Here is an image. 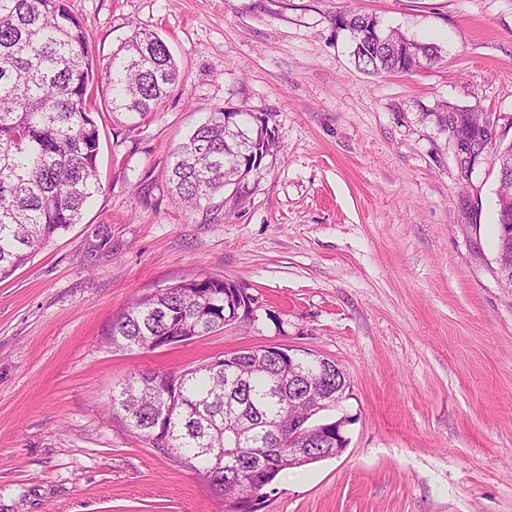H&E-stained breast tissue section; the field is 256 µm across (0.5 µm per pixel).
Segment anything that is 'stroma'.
Returning a JSON list of instances; mask_svg holds the SVG:
<instances>
[{
    "label": "stroma",
    "mask_w": 512,
    "mask_h": 512,
    "mask_svg": "<svg viewBox=\"0 0 512 512\" xmlns=\"http://www.w3.org/2000/svg\"><path fill=\"white\" fill-rule=\"evenodd\" d=\"M107 61L157 35L180 81L147 117L97 102L100 192L0 280V512H220L206 481L113 416L134 373L245 347L334 360L344 452L282 472L258 512H512V288L496 274L495 156L512 144V0H66ZM348 9L436 44L410 74L355 66ZM440 104L491 114L462 173ZM266 117L260 172L187 208L167 181L206 112ZM252 299L232 324L152 351L106 332L193 278Z\"/></svg>",
    "instance_id": "1"
}]
</instances>
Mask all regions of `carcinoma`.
Masks as SVG:
<instances>
[{
	"mask_svg": "<svg viewBox=\"0 0 512 512\" xmlns=\"http://www.w3.org/2000/svg\"><path fill=\"white\" fill-rule=\"evenodd\" d=\"M350 33L351 55L369 74H408L431 65L441 50L398 30H379L366 14L336 19ZM94 60L88 33L65 0H0V279L12 275L53 235L78 223L81 210L99 191V133L93 113ZM114 112L142 117L174 90L178 69L158 36L133 30L100 68ZM226 107L212 112L173 152L169 183L176 201L197 205L259 170L275 145L268 121L239 120ZM439 127L461 138L476 137L475 110L448 126V105L435 109ZM250 296L234 282L213 278L182 281L136 297L110 325L111 344L154 350L175 336H207L250 314ZM304 363L297 370L330 386L327 365ZM307 391L288 382V358L270 356L243 373L225 369L223 357L178 378L156 372L134 375L112 391V414L140 437H154L202 476L224 512H242L266 482L289 469L288 434L258 429L243 443L225 428L229 419L271 421L288 409V397ZM248 448H274L272 468L254 467ZM233 458L228 469L213 468L212 453Z\"/></svg>",
	"mask_w": 512,
	"mask_h": 512,
	"instance_id": "1",
	"label": "carcinoma"
}]
</instances>
